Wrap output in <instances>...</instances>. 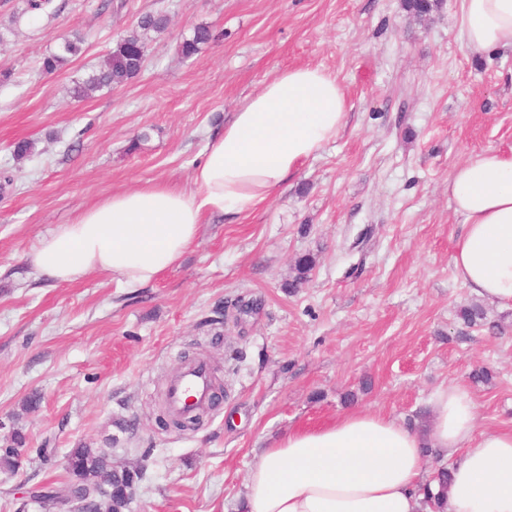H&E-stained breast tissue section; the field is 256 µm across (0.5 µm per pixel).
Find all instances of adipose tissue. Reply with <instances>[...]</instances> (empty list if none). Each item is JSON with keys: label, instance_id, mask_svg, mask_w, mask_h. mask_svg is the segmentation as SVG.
<instances>
[{"label": "adipose tissue", "instance_id": "obj_1", "mask_svg": "<svg viewBox=\"0 0 512 512\" xmlns=\"http://www.w3.org/2000/svg\"><path fill=\"white\" fill-rule=\"evenodd\" d=\"M460 38L474 53L512 50V0H462ZM346 96L317 67L281 71L246 98L209 142L193 191L155 183L112 193L58 225L26 260L39 276L75 282L91 271L143 287L190 249L206 216L265 200L348 124ZM462 220L453 267L472 294L512 305V152L471 154L448 176ZM424 429L367 409L296 429L254 456L244 512H420L424 455L451 460L445 512H512V431L475 430L458 385L436 389Z\"/></svg>", "mask_w": 512, "mask_h": 512}]
</instances>
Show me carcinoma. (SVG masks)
I'll use <instances>...</instances> for the list:
<instances>
[{
	"instance_id": "cac0c4a2",
	"label": "carcinoma",
	"mask_w": 512,
	"mask_h": 512,
	"mask_svg": "<svg viewBox=\"0 0 512 512\" xmlns=\"http://www.w3.org/2000/svg\"><path fill=\"white\" fill-rule=\"evenodd\" d=\"M439 5L440 0H404L405 9L417 17L429 14ZM168 24V17L161 12L143 14L137 23L138 30L118 41L102 66L75 83L73 96L82 98L90 91L119 87L135 78L141 70V59L146 56L148 43L152 40L151 34L164 32ZM220 37L222 34L208 26L200 25L194 28L190 38L179 43L178 48L183 56L191 57L201 46ZM82 49V39L77 35L62 38L57 52L44 59L43 70L49 74L57 71L71 58L79 56ZM312 269V258L299 259L294 267L295 276L288 287H299L307 281ZM458 317L469 326L481 325L487 321V310L481 302L472 300L459 308ZM12 440L13 445L0 452V470L13 474L21 466L17 449L24 446L25 437L17 431L12 435ZM67 462L70 483L73 484L79 479L89 480L103 476L109 484V489L100 491V496L92 498L89 512H127L131 503L129 490L142 478L139 469L124 467L114 472L107 452L87 445L72 449ZM434 479L438 482L441 493H425L422 501L425 512H441L443 492L447 491L451 480L448 467H439Z\"/></svg>"
}]
</instances>
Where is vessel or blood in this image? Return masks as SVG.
Returning a JSON list of instances; mask_svg holds the SVG:
<instances>
[{"instance_id": "obj_1", "label": "vessel or blood", "mask_w": 512, "mask_h": 512, "mask_svg": "<svg viewBox=\"0 0 512 512\" xmlns=\"http://www.w3.org/2000/svg\"><path fill=\"white\" fill-rule=\"evenodd\" d=\"M215 385L206 361L184 365L173 374L166 386L165 401L171 414L190 417L210 410L214 403Z\"/></svg>"}]
</instances>
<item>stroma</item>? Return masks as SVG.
<instances>
[{"instance_id": "35a3bbf8", "label": "stroma", "mask_w": 512, "mask_h": 512, "mask_svg": "<svg viewBox=\"0 0 512 512\" xmlns=\"http://www.w3.org/2000/svg\"><path fill=\"white\" fill-rule=\"evenodd\" d=\"M29 20L0 0V512L67 477L82 444L136 467L129 512H236L258 449L354 409L422 426L439 386L461 385L478 430H512V306L487 326L457 316L472 293L454 274L461 219L448 175L470 154L512 150V51L471 53L461 0L424 19L403 0H52ZM164 12L144 69L73 97L139 17ZM218 42L183 57L196 26ZM83 52L42 70L60 36ZM309 65L345 92L349 125L267 200L214 214L173 267L137 289L92 271L40 278L25 256L84 208L148 183L191 188L210 137L280 71ZM149 139L131 149L141 131ZM33 152L15 159L17 143ZM310 256L308 280L292 287ZM206 358L221 405L194 431L161 426L169 377ZM490 382L475 380L481 367ZM35 409H25L29 398ZM51 452L41 461L38 449ZM12 440L15 446L8 447L0 454V470L14 474L21 466L17 449L24 446L25 437L17 431L12 435Z\"/></svg>"}]
</instances>
